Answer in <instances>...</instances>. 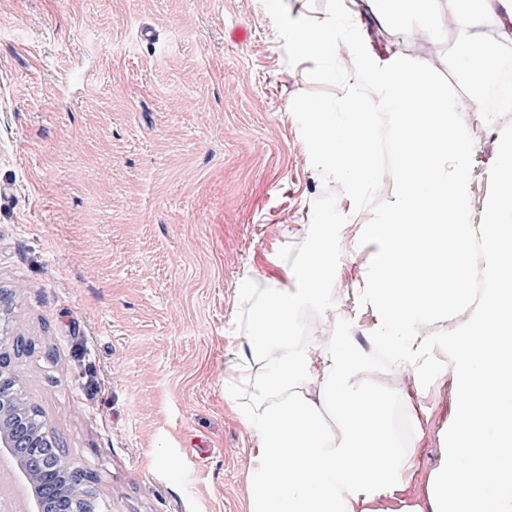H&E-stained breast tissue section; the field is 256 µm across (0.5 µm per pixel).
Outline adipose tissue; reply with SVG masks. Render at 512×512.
Segmentation results:
<instances>
[{
    "label": "adipose tissue",
    "mask_w": 512,
    "mask_h": 512,
    "mask_svg": "<svg viewBox=\"0 0 512 512\" xmlns=\"http://www.w3.org/2000/svg\"><path fill=\"white\" fill-rule=\"evenodd\" d=\"M343 243L315 237L299 291L263 293L224 399L253 433L249 512H371L396 493L411 456L397 435L390 393L346 337L299 345V312L320 296Z\"/></svg>",
    "instance_id": "1"
}]
</instances>
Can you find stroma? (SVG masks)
Masks as SVG:
<instances>
[{
    "label": "stroma",
    "mask_w": 512,
    "mask_h": 512,
    "mask_svg": "<svg viewBox=\"0 0 512 512\" xmlns=\"http://www.w3.org/2000/svg\"><path fill=\"white\" fill-rule=\"evenodd\" d=\"M344 4L378 64L426 63L458 92L480 226L512 112L481 122L458 47L512 61V8L494 0L465 30L456 0H431L427 22ZM312 67L287 64L263 0H0V288L31 346L15 371L67 461L97 473L101 512H248L252 434L224 380L250 321L243 283L295 287L278 251L326 192L290 109L325 89ZM337 208L344 247L318 311L368 353L372 209L343 194ZM371 379L412 435L405 483L372 512H432L455 371L426 388L397 368Z\"/></svg>",
    "instance_id": "35a3bbf8"
}]
</instances>
